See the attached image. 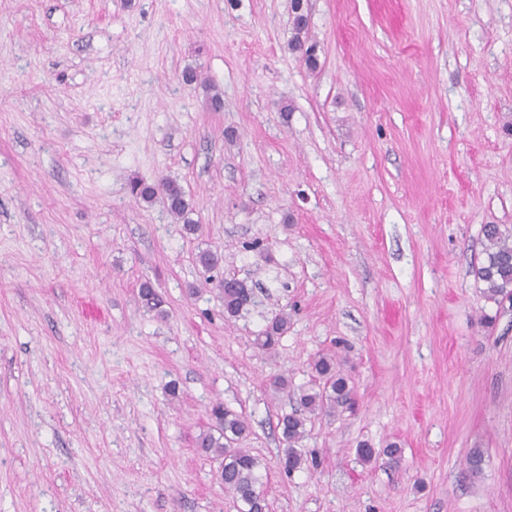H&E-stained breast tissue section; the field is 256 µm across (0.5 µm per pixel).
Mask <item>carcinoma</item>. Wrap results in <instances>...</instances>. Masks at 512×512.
Masks as SVG:
<instances>
[{"instance_id": "1", "label": "carcinoma", "mask_w": 512, "mask_h": 512, "mask_svg": "<svg viewBox=\"0 0 512 512\" xmlns=\"http://www.w3.org/2000/svg\"><path fill=\"white\" fill-rule=\"evenodd\" d=\"M303 0H290L293 26V37L289 48L301 54L305 64L314 69L317 66L315 46L307 44L309 25L308 15L301 10ZM129 193L144 203H151L158 193H163L168 211L183 220V230L189 235L199 231V225L192 223L188 214L192 211L190 201L183 189L174 182L149 184L143 180H132L128 185ZM483 251L485 262L477 267L475 276L485 284L484 298L496 305L506 299L512 300V232L501 229L497 224H487L482 229ZM224 295V315L235 318L250 304L251 288L243 281L226 278L221 283ZM139 299L142 305L159 315L165 314L163 301L151 283L139 285ZM288 330V316L274 317L265 329L255 338L257 348L269 352L275 349L280 338ZM314 380L311 384L300 388L294 394L298 408L278 418L282 444L279 465L284 472L292 474L303 468L306 463L299 442L306 434V425L313 416L333 417L339 408L351 409L356 403L354 387L339 367L334 355L321 354L311 366ZM210 426L199 434L196 445L202 452L213 454L222 460L218 471L219 480L224 489L231 492L240 502V512H267L268 504L260 489L256 469L259 466L256 457L244 448L237 447L249 432L246 420L217 403L210 410ZM401 450L392 445L376 450L363 443L357 448L358 457L370 463L381 457L386 463L395 465L399 462ZM484 452L474 448L466 458V469L472 476L483 471Z\"/></svg>"}]
</instances>
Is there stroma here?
<instances>
[{"mask_svg":"<svg viewBox=\"0 0 512 512\" xmlns=\"http://www.w3.org/2000/svg\"><path fill=\"white\" fill-rule=\"evenodd\" d=\"M289 3L0 0V512H237L195 446L216 403L269 512H512V304L475 276L483 225L512 229V0H304L313 71ZM203 250L253 289L239 317ZM322 352L356 404L287 475ZM301 2L303 0H291L290 10L293 26V37L289 42V48L301 54L305 64L314 69L317 66V57L315 53V46L313 44L307 45V31L309 25L308 15L304 13L303 7L301 10ZM129 193L140 202L152 203L159 191L166 199L168 211L178 219H183V230L186 234L195 235L199 225L193 224L187 215L192 211L190 201L186 198L183 189L174 182L149 184L143 180H132L128 185ZM288 330V316H275L265 327V329L255 338L254 344L260 350L269 352L275 349L280 338ZM400 454V448H397L395 445L383 448L382 450H376L375 448H371L369 444L363 443L357 448L358 457L366 463L385 457V463L396 465L399 462Z\"/></svg>","mask_w":512,"mask_h":512,"instance_id":"obj_1","label":"stroma"}]
</instances>
